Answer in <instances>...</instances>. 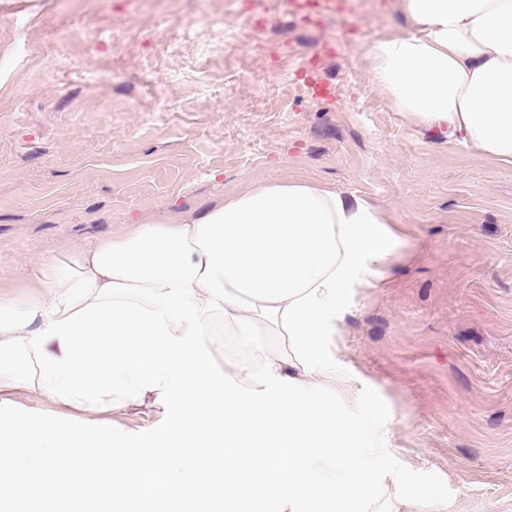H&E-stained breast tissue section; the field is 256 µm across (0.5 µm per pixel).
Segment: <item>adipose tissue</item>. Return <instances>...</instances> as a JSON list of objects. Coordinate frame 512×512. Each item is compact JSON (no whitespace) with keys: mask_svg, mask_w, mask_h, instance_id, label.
Masks as SVG:
<instances>
[{"mask_svg":"<svg viewBox=\"0 0 512 512\" xmlns=\"http://www.w3.org/2000/svg\"><path fill=\"white\" fill-rule=\"evenodd\" d=\"M413 27L369 47L373 81L415 125L512 165V0H399ZM367 197L307 181L253 186L199 214L132 223L40 261L35 292L0 297V390L96 415L113 395H154L150 447L44 451L54 428L22 414L0 450V502H148L173 512L199 492L221 512H401L385 496L405 465L379 423L344 405L356 378L329 349L357 288L405 247ZM248 359L213 370L196 337L216 320ZM292 355L269 352V326ZM336 469L328 481L319 462Z\"/></svg>","mask_w":512,"mask_h":512,"instance_id":"ef3b65f1","label":"adipose tissue"}]
</instances>
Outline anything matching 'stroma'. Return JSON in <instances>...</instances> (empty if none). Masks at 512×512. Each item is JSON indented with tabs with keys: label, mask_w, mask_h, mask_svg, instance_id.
<instances>
[{
	"label": "stroma",
	"mask_w": 512,
	"mask_h": 512,
	"mask_svg": "<svg viewBox=\"0 0 512 512\" xmlns=\"http://www.w3.org/2000/svg\"><path fill=\"white\" fill-rule=\"evenodd\" d=\"M395 3L348 2L309 30L284 0H0V295L34 285L42 256L255 184L368 197L407 245L329 339L360 378L349 409L383 421L411 475L392 497L512 512V166L413 126L373 82L370 44L410 28ZM311 58L331 97L308 94ZM6 398L0 450L19 411L67 422L63 448L82 431L88 453L149 447L161 417L116 395L89 426Z\"/></svg>",
	"instance_id": "35a3bbf8"
}]
</instances>
